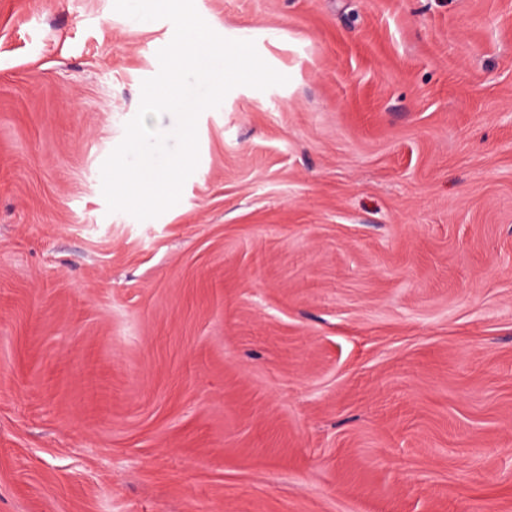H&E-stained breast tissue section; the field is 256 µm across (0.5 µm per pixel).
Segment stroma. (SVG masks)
<instances>
[{
  "label": "stroma",
  "instance_id": "1",
  "mask_svg": "<svg viewBox=\"0 0 512 512\" xmlns=\"http://www.w3.org/2000/svg\"><path fill=\"white\" fill-rule=\"evenodd\" d=\"M194 2L289 81L140 221L173 24L0 0V512H512V0Z\"/></svg>",
  "mask_w": 512,
  "mask_h": 512
}]
</instances>
